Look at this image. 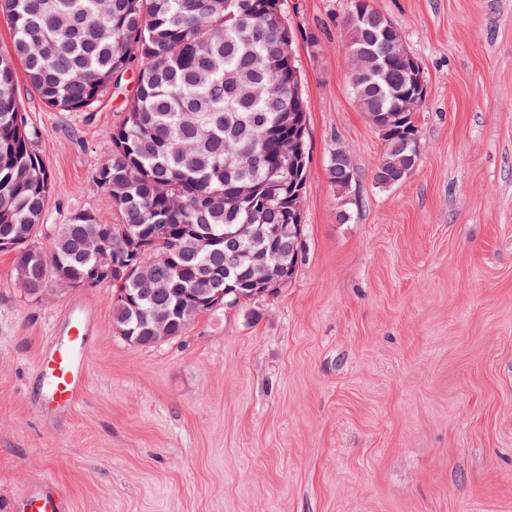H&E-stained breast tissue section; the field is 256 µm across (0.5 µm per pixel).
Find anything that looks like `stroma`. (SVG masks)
I'll return each instance as SVG.
<instances>
[{"label": "stroma", "mask_w": 512, "mask_h": 512, "mask_svg": "<svg viewBox=\"0 0 512 512\" xmlns=\"http://www.w3.org/2000/svg\"><path fill=\"white\" fill-rule=\"evenodd\" d=\"M352 0H285L308 112L306 256L288 286L197 315L149 347L114 325L116 288L24 295L0 252V512L44 481L65 512H512V0H371L420 61V157L377 187L383 142L355 106ZM60 112L18 77L52 193L36 243L87 210L135 89ZM345 146L355 180L327 174ZM349 211L341 221V211ZM85 314L72 413L39 394L53 326Z\"/></svg>", "instance_id": "obj_1"}]
</instances>
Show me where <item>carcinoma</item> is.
I'll use <instances>...</instances> for the list:
<instances>
[{
	"mask_svg": "<svg viewBox=\"0 0 512 512\" xmlns=\"http://www.w3.org/2000/svg\"><path fill=\"white\" fill-rule=\"evenodd\" d=\"M0 13L12 26L11 48L0 51V241L14 244L26 295L42 297L50 275L90 278L86 242L103 231L136 240L112 278L120 285L112 308L118 332L139 346L184 335L188 302L199 314L243 307L288 285L305 255L293 225L308 156L292 158L293 117L307 125V107L288 92L298 66L288 62L294 31L284 0H0ZM343 32L350 53L381 64L349 74L358 109L369 118L399 113L373 170L374 183L390 188L414 170L412 108L422 101L397 30L370 0H353ZM17 60L43 102L64 112L93 106L136 71L124 118L108 132L112 152L93 176L119 223L76 212L48 253L34 237L52 182L21 112ZM252 85L268 93L243 98ZM327 171L343 194L350 166L330 157ZM236 224H263L267 233L244 240L232 235ZM195 233L213 240L209 250L198 249Z\"/></svg>",
	"mask_w": 512,
	"mask_h": 512,
	"instance_id": "obj_1",
	"label": "carcinoma"
}]
</instances>
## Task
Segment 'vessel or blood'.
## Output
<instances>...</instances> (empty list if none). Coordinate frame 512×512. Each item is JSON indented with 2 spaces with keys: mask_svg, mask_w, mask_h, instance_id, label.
I'll return each mask as SVG.
<instances>
[{
  "mask_svg": "<svg viewBox=\"0 0 512 512\" xmlns=\"http://www.w3.org/2000/svg\"><path fill=\"white\" fill-rule=\"evenodd\" d=\"M89 320L80 315L56 328L60 341L42 359V396L54 410L69 413L86 383L88 354L84 336ZM64 504L53 486L46 488L30 501L28 512H63Z\"/></svg>",
  "mask_w": 512,
  "mask_h": 512,
  "instance_id": "b4317fda",
  "label": "vessel or blood"
}]
</instances>
